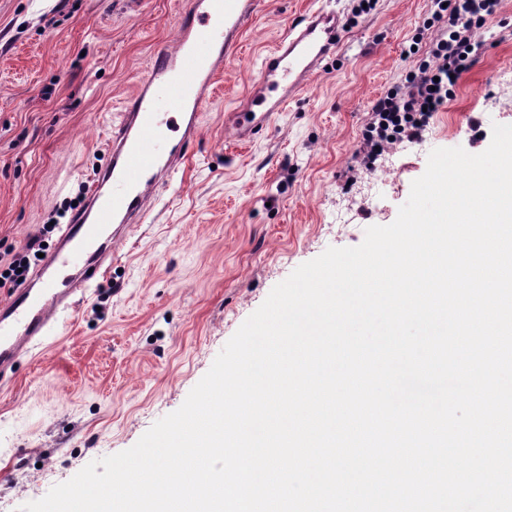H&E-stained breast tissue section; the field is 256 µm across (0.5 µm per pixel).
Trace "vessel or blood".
<instances>
[{
    "label": "vessel or blood",
    "mask_w": 512,
    "mask_h": 512,
    "mask_svg": "<svg viewBox=\"0 0 512 512\" xmlns=\"http://www.w3.org/2000/svg\"><path fill=\"white\" fill-rule=\"evenodd\" d=\"M262 0H191L176 45L157 46L146 75L110 130L107 160L86 198L29 279L0 301V369L13 366L52 334L55 320L77 311L118 252L145 224L190 158L201 117L224 63ZM345 26L318 8L289 24L263 58L247 96L224 115V136L255 140L301 96L335 55Z\"/></svg>",
    "instance_id": "vessel-or-blood-1"
}]
</instances>
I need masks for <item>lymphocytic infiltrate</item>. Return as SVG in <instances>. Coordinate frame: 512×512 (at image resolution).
Here are the masks:
<instances>
[{
	"label": "lymphocytic infiltrate",
	"instance_id": "obj_1",
	"mask_svg": "<svg viewBox=\"0 0 512 512\" xmlns=\"http://www.w3.org/2000/svg\"><path fill=\"white\" fill-rule=\"evenodd\" d=\"M499 6L500 0H431L424 24L438 28L439 35L403 81L373 102L357 151L361 164L372 163L401 142L422 137L433 113L453 98L461 74L477 61L482 47L477 32L497 14ZM49 230V225H42L21 252L0 261V288L25 281L30 258L42 252Z\"/></svg>",
	"mask_w": 512,
	"mask_h": 512
}]
</instances>
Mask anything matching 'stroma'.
Segmentation results:
<instances>
[{"mask_svg": "<svg viewBox=\"0 0 512 512\" xmlns=\"http://www.w3.org/2000/svg\"><path fill=\"white\" fill-rule=\"evenodd\" d=\"M188 0H0V254L67 223L106 161L112 123L153 48L175 44ZM429 0H267L216 79L191 161L57 337L0 372V505L18 512L91 461L132 447L177 410L274 286L330 247L394 222L436 148L483 152L512 112L485 101L512 71V0L479 35L423 141L393 158L398 189L370 197L355 153L373 101L410 66ZM347 24L308 91L253 142L224 139L286 26L318 7Z\"/></svg>", "mask_w": 512, "mask_h": 512, "instance_id": "1", "label": "stroma"}]
</instances>
